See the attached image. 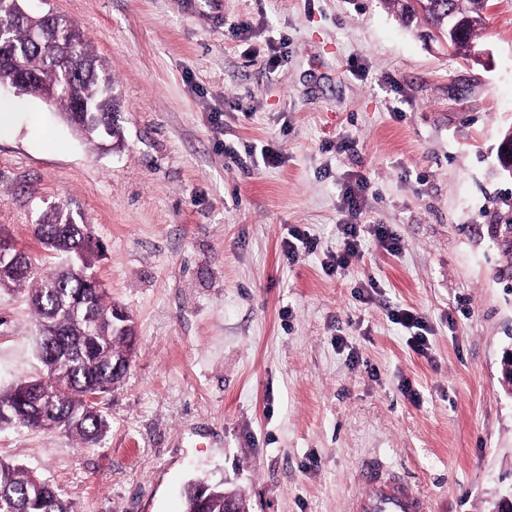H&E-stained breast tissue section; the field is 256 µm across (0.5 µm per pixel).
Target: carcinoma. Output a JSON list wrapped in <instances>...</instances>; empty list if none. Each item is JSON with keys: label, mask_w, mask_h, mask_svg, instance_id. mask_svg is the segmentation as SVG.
Segmentation results:
<instances>
[{"label": "carcinoma", "mask_w": 512, "mask_h": 512, "mask_svg": "<svg viewBox=\"0 0 512 512\" xmlns=\"http://www.w3.org/2000/svg\"><path fill=\"white\" fill-rule=\"evenodd\" d=\"M396 2L401 15H420L437 30L445 27L447 11L455 12L466 36L454 42L452 49L470 55L469 41L477 39L483 26L485 0ZM0 24L19 48L21 69L38 75L35 82L22 84L18 90L40 98L58 90L53 103L64 114L78 102L92 103L107 120L116 112L114 96L105 91L112 87V69L98 59L70 20H61L59 31L46 26L37 50L26 49L35 21L22 14L16 0H0ZM62 54L75 59L79 75L67 77L52 63V58ZM510 224L512 218L487 228L492 246L504 255L512 249L507 236ZM34 234L47 251L69 259L78 254L84 268L93 270L85 248L88 225L74 223L69 212L60 207L45 210L34 225ZM10 251L33 262L30 273L8 260L0 262V282L25 288L36 317L37 348L45 374L0 393V426L39 428L48 419L55 429L94 445L104 438L109 422L100 402H90L89 395L112 390L115 357L130 350L123 337L112 336V304L102 290L86 285L71 266L45 273L37 257L14 247ZM184 501V512H224V485L193 480L184 490ZM0 512H72V508L49 481L0 459Z\"/></svg>", "instance_id": "obj_1"}]
</instances>
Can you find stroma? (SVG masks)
<instances>
[{"mask_svg":"<svg viewBox=\"0 0 512 512\" xmlns=\"http://www.w3.org/2000/svg\"><path fill=\"white\" fill-rule=\"evenodd\" d=\"M198 3L32 4L111 66L118 134L89 142L44 100L0 89L15 114L0 129V237L48 271L40 214L90 225L136 341L99 444L5 427L0 459L73 512H182L195 479L247 512H348L375 455L433 512H495L512 489V287L487 226L512 203L496 159L512 0H488L485 62L424 38L391 0ZM346 224L364 247L334 272ZM295 227L314 248L291 259ZM401 309L422 319L427 356L394 323ZM36 336L25 291L0 290L1 390L40 374Z\"/></svg>","mask_w":512,"mask_h":512,"instance_id":"obj_1","label":"stroma"}]
</instances>
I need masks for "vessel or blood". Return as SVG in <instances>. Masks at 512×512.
I'll list each match as a JSON object with an SVG mask.
<instances>
[{"label":"vessel or blood","instance_id":"obj_1","mask_svg":"<svg viewBox=\"0 0 512 512\" xmlns=\"http://www.w3.org/2000/svg\"><path fill=\"white\" fill-rule=\"evenodd\" d=\"M359 480L366 491L353 498L351 512H428L427 502L380 460L364 462Z\"/></svg>","mask_w":512,"mask_h":512}]
</instances>
